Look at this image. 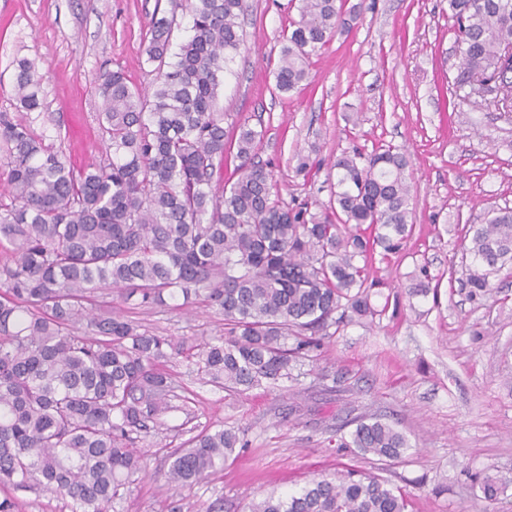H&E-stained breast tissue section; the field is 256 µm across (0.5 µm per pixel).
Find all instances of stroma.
<instances>
[{
    "label": "stroma",
    "mask_w": 512,
    "mask_h": 512,
    "mask_svg": "<svg viewBox=\"0 0 512 512\" xmlns=\"http://www.w3.org/2000/svg\"><path fill=\"white\" fill-rule=\"evenodd\" d=\"M175 0H0V112L19 113L16 62L34 61L42 78L46 133L60 137L77 166L103 160L102 69L130 86L155 82L147 63L154 14H175L172 47L190 35ZM245 41L220 76L216 108L228 142L238 125L261 131L255 159L267 165L287 205L314 213L333 201L341 153L393 147L409 160L412 227L399 253L368 256L371 303L380 317L356 319L326 337L290 378L230 395L202 383L185 355L165 364L183 397L141 444L145 469L122 512H244L271 492L306 486L348 468L389 479L412 512H484L474 481H512V271L471 295L473 264L460 245L469 224L495 206L512 207V112L455 93L458 58L448 0H373L360 20L310 59L308 85L275 88L280 48L299 17L298 0H248ZM316 153L321 170L297 176L298 156ZM429 288L407 293L409 276ZM112 305L143 331L195 345L223 335L224 318L201 298L178 309ZM361 416L395 425L410 449L398 462L337 447ZM240 429L244 449L208 479L168 483V453L200 431Z\"/></svg>",
    "instance_id": "stroma-1"
}]
</instances>
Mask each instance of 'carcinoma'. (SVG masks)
Returning a JSON list of instances; mask_svg holds the SVG:
<instances>
[{
  "mask_svg": "<svg viewBox=\"0 0 512 512\" xmlns=\"http://www.w3.org/2000/svg\"><path fill=\"white\" fill-rule=\"evenodd\" d=\"M247 0H188L192 35L170 53L175 18L153 16L147 61L152 89L105 69L94 78L106 143L98 164L75 167L36 122L40 76L17 61L14 91L23 113H0V157L9 202L0 192V512H16L9 490L30 485L69 500L71 512H118L144 467L137 443L173 408L164 370L184 352L164 336L88 295L110 288L165 306L205 295L224 316V335L188 354L198 374L231 392L275 385L292 363L319 347L331 326L375 317L365 284L367 252H400L412 199L406 157L391 148L344 152L336 204L319 214L281 201L273 174L254 161L262 132L238 126L237 178L223 182L226 131L216 111L219 76L243 44ZM461 75L457 89L483 77L512 92V0H448ZM337 0H300L299 19L274 72L281 93L310 78L309 59L360 19ZM348 225L355 232L342 234ZM472 294L512 262V207H494L471 225ZM293 344L286 345L288 338ZM365 458L392 461L409 448L394 425L361 419L350 441ZM245 447L239 432L203 430L170 452L169 479L201 481ZM491 505L508 483L478 482ZM409 496L356 469L300 491L253 501L248 512H409Z\"/></svg>",
  "mask_w": 512,
  "mask_h": 512,
  "instance_id": "carcinoma-1",
  "label": "carcinoma"
}]
</instances>
